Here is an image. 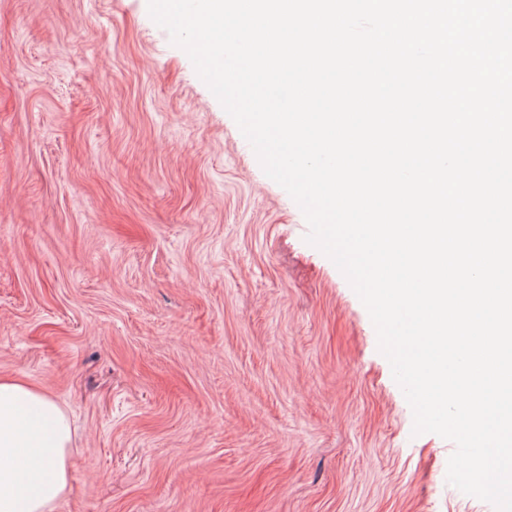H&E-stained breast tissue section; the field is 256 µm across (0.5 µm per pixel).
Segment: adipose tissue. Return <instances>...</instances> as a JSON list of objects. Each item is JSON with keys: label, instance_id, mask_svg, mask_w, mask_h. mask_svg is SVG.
<instances>
[{"label": "adipose tissue", "instance_id": "1", "mask_svg": "<svg viewBox=\"0 0 512 512\" xmlns=\"http://www.w3.org/2000/svg\"><path fill=\"white\" fill-rule=\"evenodd\" d=\"M66 410L39 389L0 378V512H55L69 489Z\"/></svg>", "mask_w": 512, "mask_h": 512}]
</instances>
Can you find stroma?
I'll list each match as a JSON object with an SVG mask.
<instances>
[{"mask_svg": "<svg viewBox=\"0 0 512 512\" xmlns=\"http://www.w3.org/2000/svg\"><path fill=\"white\" fill-rule=\"evenodd\" d=\"M147 0H0V376L70 418L56 512H495Z\"/></svg>", "mask_w": 512, "mask_h": 512, "instance_id": "obj_1", "label": "stroma"}]
</instances>
